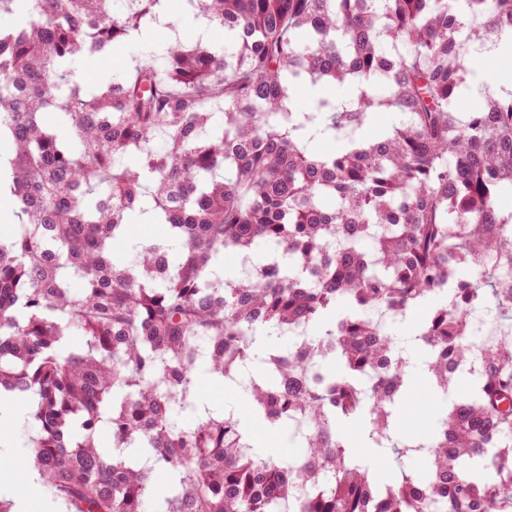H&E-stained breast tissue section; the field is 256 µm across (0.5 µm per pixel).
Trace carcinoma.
<instances>
[{"label":"carcinoma","instance_id":"carcinoma-1","mask_svg":"<svg viewBox=\"0 0 512 512\" xmlns=\"http://www.w3.org/2000/svg\"><path fill=\"white\" fill-rule=\"evenodd\" d=\"M162 2L0 0L25 14L0 29L21 218L0 242V394L32 404L51 497L67 512H500L512 333L476 348L472 312L494 301L512 323V92L465 116L458 102L469 56L512 33V0H188L224 43L72 77ZM306 83L343 94L294 112ZM147 212L161 236L133 244ZM226 256L256 273L223 275ZM381 310L418 313L426 383L453 394L426 434L395 436L409 359ZM267 328L302 343L269 347L245 384ZM382 357L391 371L366 378ZM310 363L314 384L296 379ZM203 375L251 391L273 429L302 418L300 456L257 453L200 398ZM355 422L381 455L425 451L424 468L378 480L341 430Z\"/></svg>","mask_w":512,"mask_h":512}]
</instances>
